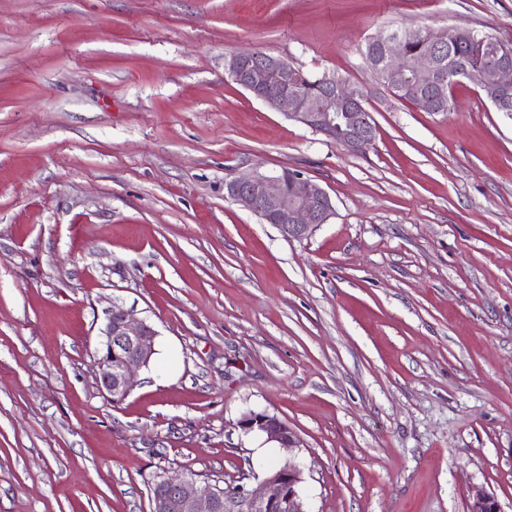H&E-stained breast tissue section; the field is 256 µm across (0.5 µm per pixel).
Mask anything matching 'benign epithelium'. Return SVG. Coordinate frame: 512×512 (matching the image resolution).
<instances>
[{
    "instance_id": "obj_1",
    "label": "benign epithelium",
    "mask_w": 512,
    "mask_h": 512,
    "mask_svg": "<svg viewBox=\"0 0 512 512\" xmlns=\"http://www.w3.org/2000/svg\"><path fill=\"white\" fill-rule=\"evenodd\" d=\"M458 31L448 27L441 32L426 28L433 50L410 56L392 48L374 65L378 79L393 93L404 92L414 77L436 82L447 94L448 72L440 50L448 46V36ZM486 53L481 72L462 66L460 76L478 87L500 112H512L507 94L512 91V56L501 41L490 34L482 38ZM229 77L255 99L268 107L284 111L291 121L332 139L352 152H361L374 141L373 116L366 108V95L345 79L324 76L331 93L315 97L299 90L300 76L288 60L256 51H240L226 59ZM230 198L250 209L260 219L274 225L289 240L311 236L329 222L334 207L328 192L299 170H268L255 167L247 174L225 180ZM102 335L98 358L101 389L114 402L125 399L136 385V372L149 366L155 352L157 331L144 321L131 318L121 307L110 310ZM236 427L248 435L257 433L283 448L300 447V439L288 425L266 412L247 410ZM303 473L291 460L268 470L255 490L237 486L233 498L218 487H200L191 476L163 474L151 487L152 512H306L297 487ZM469 512H499L497 501L482 489L472 494Z\"/></svg>"
}]
</instances>
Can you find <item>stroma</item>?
I'll use <instances>...</instances> for the list:
<instances>
[{"mask_svg": "<svg viewBox=\"0 0 512 512\" xmlns=\"http://www.w3.org/2000/svg\"><path fill=\"white\" fill-rule=\"evenodd\" d=\"M449 26L512 43V0H0V512H151L161 473L288 459L308 512H512V112L465 80L423 111L362 55ZM245 49L364 89L374 143L256 100ZM258 163L334 217L285 240L225 193ZM115 306L158 333L119 403ZM236 427L246 435L260 434L265 437L266 442L277 443L282 448L300 447V439L297 434L277 416L266 412L247 410L238 418Z\"/></svg>", "mask_w": 512, "mask_h": 512, "instance_id": "1", "label": "stroma"}]
</instances>
